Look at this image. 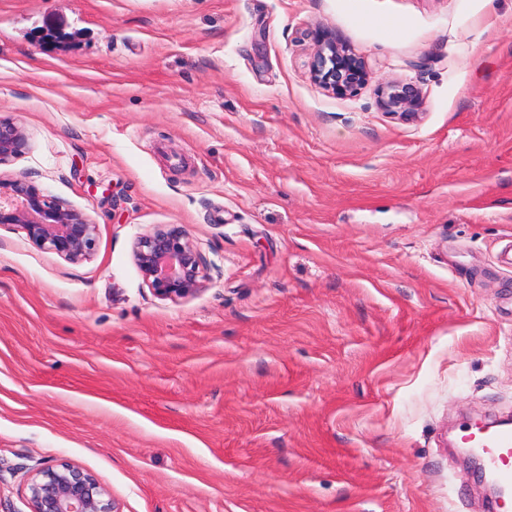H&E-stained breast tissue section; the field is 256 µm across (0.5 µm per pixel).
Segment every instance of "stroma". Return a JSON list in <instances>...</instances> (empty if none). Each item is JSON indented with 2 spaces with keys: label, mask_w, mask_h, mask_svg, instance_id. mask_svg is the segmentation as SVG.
<instances>
[{
  "label": "stroma",
  "mask_w": 512,
  "mask_h": 512,
  "mask_svg": "<svg viewBox=\"0 0 512 512\" xmlns=\"http://www.w3.org/2000/svg\"><path fill=\"white\" fill-rule=\"evenodd\" d=\"M318 29L367 86L312 82ZM0 117V175L98 226L71 263L0 225V512L60 462L121 512H487L448 436L512 415V0H0ZM381 103L390 112L415 118L423 108L420 91L411 84H387L381 89ZM27 146L24 130L12 121L0 118V165L19 156ZM133 256L149 288L161 299L185 300L204 288L202 256L184 225H156L136 239Z\"/></svg>",
  "instance_id": "obj_1"
}]
</instances>
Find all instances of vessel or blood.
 I'll return each mask as SVG.
<instances>
[{"label": "vessel or blood", "mask_w": 512, "mask_h": 512, "mask_svg": "<svg viewBox=\"0 0 512 512\" xmlns=\"http://www.w3.org/2000/svg\"><path fill=\"white\" fill-rule=\"evenodd\" d=\"M465 443L480 454L502 490L495 501V512H512V426L494 424L467 429Z\"/></svg>", "instance_id": "1"}]
</instances>
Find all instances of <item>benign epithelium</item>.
<instances>
[{
    "label": "benign epithelium",
    "mask_w": 512,
    "mask_h": 512,
    "mask_svg": "<svg viewBox=\"0 0 512 512\" xmlns=\"http://www.w3.org/2000/svg\"><path fill=\"white\" fill-rule=\"evenodd\" d=\"M311 79L323 90L347 96L368 84L365 63L328 30L313 34ZM383 107L405 117L419 116L420 91L411 84L381 89ZM28 146L24 130L0 118V165ZM0 224L16 225L36 246L79 262L91 258L97 225L82 211L45 198L26 177H0ZM133 256L144 280L161 298L179 301L204 288L203 261L182 224H159L134 242ZM31 512H118L107 488L90 471L69 462L23 472Z\"/></svg>",
    "instance_id": "7a95c632"
}]
</instances>
